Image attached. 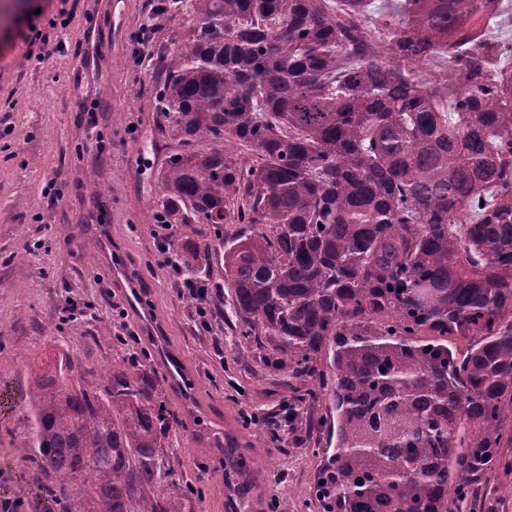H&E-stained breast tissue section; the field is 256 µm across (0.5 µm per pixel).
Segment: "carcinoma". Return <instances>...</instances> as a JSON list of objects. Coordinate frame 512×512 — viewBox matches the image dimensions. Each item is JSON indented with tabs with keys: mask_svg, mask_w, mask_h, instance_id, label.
Segmentation results:
<instances>
[{
	"mask_svg": "<svg viewBox=\"0 0 512 512\" xmlns=\"http://www.w3.org/2000/svg\"><path fill=\"white\" fill-rule=\"evenodd\" d=\"M165 2L187 26L152 90L177 141L155 212L210 230L174 268L220 267L288 429L327 426L328 393L323 512H485L495 470L511 495L512 0ZM27 397L37 499L186 512L137 355L100 383L65 354Z\"/></svg>",
	"mask_w": 512,
	"mask_h": 512,
	"instance_id": "1",
	"label": "carcinoma"
}]
</instances>
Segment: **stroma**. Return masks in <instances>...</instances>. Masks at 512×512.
Instances as JSON below:
<instances>
[{
    "mask_svg": "<svg viewBox=\"0 0 512 512\" xmlns=\"http://www.w3.org/2000/svg\"><path fill=\"white\" fill-rule=\"evenodd\" d=\"M156 0H0V500L42 512L28 491L23 396L57 353L108 372L138 344L158 379L155 339L181 357L204 416L173 426L168 454L193 512H227L212 448L232 425L244 450L238 512H320L325 441L288 433L283 374L221 320L202 326L166 257L191 230L154 218L162 156L151 87L181 19ZM98 241L87 262L84 245ZM120 264L157 324L143 329L112 281Z\"/></svg>",
    "mask_w": 512,
    "mask_h": 512,
    "instance_id": "stroma-1",
    "label": "stroma"
}]
</instances>
